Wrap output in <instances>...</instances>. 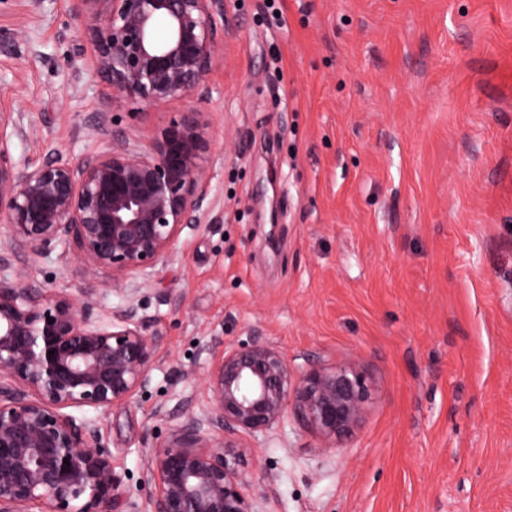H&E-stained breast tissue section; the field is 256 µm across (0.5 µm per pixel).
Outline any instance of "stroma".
I'll return each mask as SVG.
<instances>
[{"instance_id": "obj_1", "label": "stroma", "mask_w": 512, "mask_h": 512, "mask_svg": "<svg viewBox=\"0 0 512 512\" xmlns=\"http://www.w3.org/2000/svg\"><path fill=\"white\" fill-rule=\"evenodd\" d=\"M69 0H0V112L81 159L200 113L216 219L143 293L160 363L87 411L133 500L208 401L216 341L273 342L299 372L355 364L375 399L335 448L295 415L247 465L261 512H512V0H224L206 96L151 107L91 68ZM115 113L100 125L102 113ZM35 285L94 287L19 247Z\"/></svg>"}]
</instances>
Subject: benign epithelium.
I'll use <instances>...</instances> for the list:
<instances>
[{
	"label": "benign epithelium",
	"mask_w": 512,
	"mask_h": 512,
	"mask_svg": "<svg viewBox=\"0 0 512 512\" xmlns=\"http://www.w3.org/2000/svg\"><path fill=\"white\" fill-rule=\"evenodd\" d=\"M71 11L118 95L148 107L208 92L224 0H71ZM25 136L0 113V254L61 246L123 302L45 292L23 269L0 279V512H261L245 472L255 442L291 411L340 444L373 404L371 381L351 364L298 374L258 337L225 344L206 377L209 405L170 428L150 458L154 491L132 500L96 427L72 411L130 402L159 362L140 294L213 209L205 124L184 112L148 146L114 139L77 162L51 149L31 170L11 149Z\"/></svg>",
	"instance_id": "obj_1"
}]
</instances>
